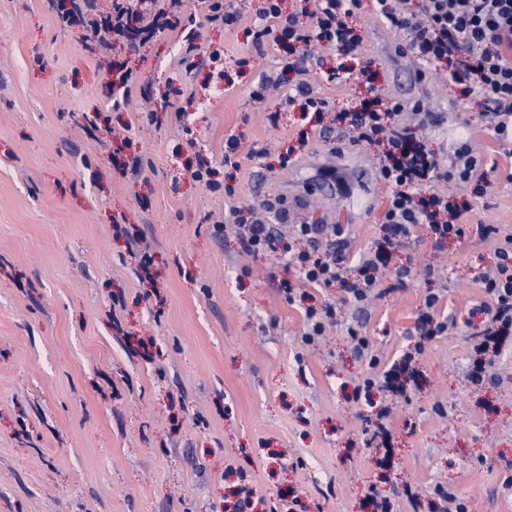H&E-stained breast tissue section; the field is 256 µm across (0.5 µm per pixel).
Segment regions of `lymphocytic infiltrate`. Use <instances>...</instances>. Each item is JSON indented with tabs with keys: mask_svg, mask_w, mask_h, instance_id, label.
<instances>
[{
	"mask_svg": "<svg viewBox=\"0 0 512 512\" xmlns=\"http://www.w3.org/2000/svg\"><path fill=\"white\" fill-rule=\"evenodd\" d=\"M283 0H264V5L247 33L254 42L272 38L286 54L317 46L333 51L338 64L325 77L330 82L346 80L351 72L346 58L362 54L363 37L351 19L363 6L362 0H302L299 13H287ZM412 0H371L377 17L391 30L400 32L412 53L424 64L447 65L448 73L460 85L462 97L476 96L486 103L495 118L493 132L498 139H512V0H421L412 8ZM168 6L159 0H112V32L100 41L102 49L122 55L134 48L140 34L151 35L170 26ZM197 15L208 22L237 28L241 16L233 0H197ZM188 16L184 37L186 48L177 66L192 73L198 66L200 47L196 44V17ZM401 103L369 87L367 95L354 106L335 114L338 141L353 139L380 145L378 172L388 187L387 206L381 219L383 236L374 250L363 252L356 264H348L342 225L299 224L295 236L303 241L300 249L284 244L279 232L289 218L288 199L267 198L257 205L264 217L242 225L241 247L257 255L283 254L287 265L297 273L296 281L284 284L288 301L308 298L309 288H341L339 301H324L303 309L302 341L312 344L323 335L327 325L336 322L343 305L364 308L386 279L406 276V269L390 270L389 261L414 227H425L435 246L448 239H462L467 226L463 222L470 206L458 203L437 191L436 183L455 179L464 183L479 181L480 160L465 146L459 147L447 162H440L428 141L409 128L396 126ZM497 261L481 283L490 299L484 307L485 319L471 349L475 354L466 378L478 389L493 379V361L512 337V238L501 241ZM358 355L368 356V370L354 389L355 401L364 403L365 444L375 449L391 446L389 421L395 400L404 396L421 373L412 354L403 357L387 371H379L377 357L369 356L367 337H355Z\"/></svg>",
	"mask_w": 512,
	"mask_h": 512,
	"instance_id": "1",
	"label": "lymphocytic infiltrate"
}]
</instances>
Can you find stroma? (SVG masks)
<instances>
[{
    "label": "stroma",
    "instance_id": "35a3bbf8",
    "mask_svg": "<svg viewBox=\"0 0 512 512\" xmlns=\"http://www.w3.org/2000/svg\"><path fill=\"white\" fill-rule=\"evenodd\" d=\"M236 6L239 28L200 25L202 46L223 48L233 82L178 70V36L165 31L131 59V99L116 112L112 57L91 33L59 25L47 0H0V512H230L234 467L252 476L260 512L288 492L297 512H364L370 485L394 512H442L438 484L464 495L468 512H512V345L492 384L476 394L465 381L491 242L471 231L439 251L416 228L390 264L407 267L404 286L306 345L303 312L281 289L294 268L242 255L235 232L216 234L230 206L279 195L302 196L298 220L345 224L351 253L381 234V212L348 222L344 201L303 191L321 166L341 179L373 170L375 145L348 146L341 161L335 134L317 135L279 167L300 120L273 82L284 52L245 32L263 0ZM353 23L378 86L393 95L405 79L394 53L401 35L367 5ZM246 55L254 67L241 76ZM302 77L338 109L363 81L355 72L328 82L315 64ZM178 85L184 96L164 106ZM421 100L433 122L419 126L406 112L400 123L422 130L437 155L486 128L480 100L461 99L447 73L428 71ZM270 112L277 126L266 123ZM122 127L129 153L151 162L140 176L110 158L111 131ZM231 136L244 154L227 200L186 166L202 156L223 168ZM476 153L480 192L455 180L444 188L469 201L467 223L512 233V144L487 135ZM140 239L151 245L145 270ZM443 285L449 331L426 342V381L392 415L386 470L361 445L367 409L350 395L367 365L347 328L368 336L381 361H396L418 340L427 290Z\"/></svg>",
    "mask_w": 512,
    "mask_h": 512
}]
</instances>
